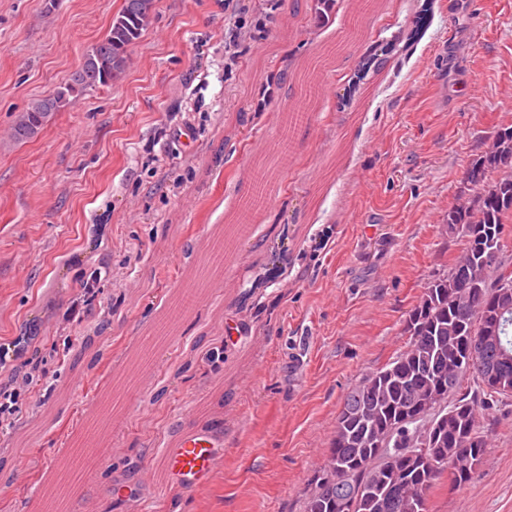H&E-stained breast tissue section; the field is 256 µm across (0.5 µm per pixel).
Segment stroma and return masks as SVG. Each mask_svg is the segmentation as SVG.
Instances as JSON below:
<instances>
[{
	"label": "stroma",
	"mask_w": 512,
	"mask_h": 512,
	"mask_svg": "<svg viewBox=\"0 0 512 512\" xmlns=\"http://www.w3.org/2000/svg\"><path fill=\"white\" fill-rule=\"evenodd\" d=\"M392 2L359 26L352 0L325 19L316 0H253L268 38L240 34L228 71L227 0H156L119 79L19 142L16 116L69 79L123 0H0V343L32 336L43 369L0 427V512H34L54 456L148 339L152 377L124 395L119 453L85 487L102 512H124L111 485L192 428L224 442L214 479L144 488L146 512H302L346 394L403 349L409 311L459 253L442 218L469 193L467 169L512 126V0ZM375 55L383 68L360 71ZM311 81L314 110L288 129ZM246 168L265 171L270 202L223 270L230 294L154 336L178 288L209 280ZM324 229L312 255L302 239ZM92 276L84 315L58 322ZM89 339L100 360L72 370ZM482 417L481 464L429 512H512V397Z\"/></svg>",
	"instance_id": "1"
}]
</instances>
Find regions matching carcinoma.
I'll list each match as a JSON object with an SVG mask.
<instances>
[{
	"mask_svg": "<svg viewBox=\"0 0 512 512\" xmlns=\"http://www.w3.org/2000/svg\"><path fill=\"white\" fill-rule=\"evenodd\" d=\"M154 9L155 0H124L107 35L87 50L70 78L17 116L13 137L34 138L50 116L121 75L127 49L151 24ZM466 180L480 194L478 206L461 196L443 223L460 245L452 267L471 269L483 287L473 291L452 275L426 284L405 321V349L345 396L304 512H343L338 505L345 501L352 502L351 512H428L431 493L445 483L452 489L467 483L484 455L489 428L480 423L479 410L512 396V311L497 317L500 301L512 299L499 288V270L508 265L498 241L484 240L490 225L512 213V128L487 145ZM445 385L448 399L428 412L427 402ZM361 408L389 434L387 451L371 446L352 417ZM434 416L444 422V436L416 456L418 429ZM338 471L348 474L342 487Z\"/></svg>",
	"mask_w": 512,
	"mask_h": 512,
	"instance_id": "cac0c4a2",
	"label": "carcinoma"
}]
</instances>
